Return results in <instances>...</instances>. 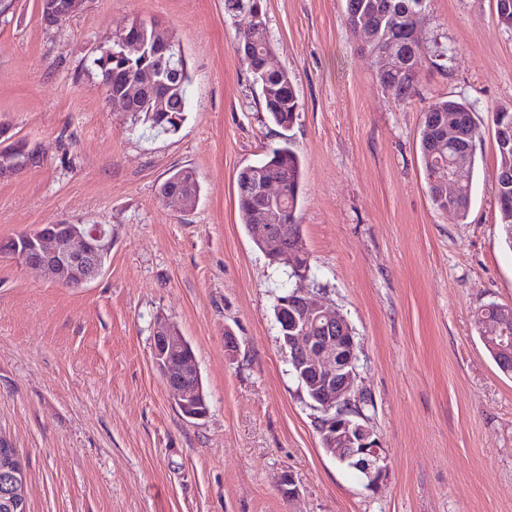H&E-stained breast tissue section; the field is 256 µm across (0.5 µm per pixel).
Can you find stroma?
I'll return each instance as SVG.
<instances>
[{"label": "stroma", "mask_w": 512, "mask_h": 512, "mask_svg": "<svg viewBox=\"0 0 512 512\" xmlns=\"http://www.w3.org/2000/svg\"><path fill=\"white\" fill-rule=\"evenodd\" d=\"M7 2L0 143H24L37 162L0 178V240L44 224L112 227L110 262L83 286L0 258V438L18 450L29 512H512V375L474 322L485 304L512 306L491 120L512 107V29L494 0H426L422 45L451 56L425 64L406 102L377 82L345 0L265 2L300 102L304 285L360 344L387 466L373 489L321 445L274 315L297 283L238 208V172L281 130L235 54L224 0H86L55 26L40 0ZM135 18L167 29L191 71L188 110L165 134L112 107L83 68ZM444 96L469 102L481 131L462 221L433 206L419 157L423 110ZM176 167L198 174L193 210L158 194ZM161 315L194 348L204 418L181 414L153 364Z\"/></svg>", "instance_id": "1"}]
</instances>
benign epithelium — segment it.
<instances>
[{
    "instance_id": "1",
    "label": "benign epithelium",
    "mask_w": 512,
    "mask_h": 512,
    "mask_svg": "<svg viewBox=\"0 0 512 512\" xmlns=\"http://www.w3.org/2000/svg\"><path fill=\"white\" fill-rule=\"evenodd\" d=\"M85 0H41V17L49 23L57 18L73 16L80 12ZM131 26L120 31L123 40L121 52L111 59V64L120 71L130 60L145 56L153 59L170 56L183 57L172 47V42L160 35L158 26H153L154 41L147 44L129 35ZM161 84L157 67L150 65L139 69L137 81L130 84L125 93L112 92L111 82L103 85L109 103L129 111L130 97L142 86ZM284 186L278 179H266L254 186L246 185L248 191L260 197L266 204L265 212L279 220L275 209ZM253 236L265 241L264 252L270 261L296 267L299 276L305 271L297 266V259L306 255L295 226L280 228L271 224H254ZM112 251V227L108 224H60L52 231H26L0 242V253L15 254L23 265L40 270L52 282L69 286H82L98 279L104 270V260ZM280 305L293 310L296 326L294 334L284 336V347L288 349V363L317 391L330 416L323 424L324 436L329 442L328 452L341 464L363 471L367 487H376L384 477L385 466L380 440L369 424L356 421V415L348 412L346 404L352 397L364 395L359 387L357 372L358 353L356 343L350 336V324L336 309L319 300L304 288L293 290ZM512 321V306L499 309V318L484 327L482 341L495 355L512 354V347L502 342H490L501 332L502 325ZM181 338L177 324L161 316L155 322L152 338V360L164 368L162 379L173 398L182 401L184 392L179 382L198 374L196 363L190 358L180 361L176 370L167 369L166 353L169 345Z\"/></svg>"
}]
</instances>
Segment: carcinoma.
Segmentation results:
<instances>
[{
	"label": "carcinoma",
	"instance_id": "cac0c4a2",
	"mask_svg": "<svg viewBox=\"0 0 512 512\" xmlns=\"http://www.w3.org/2000/svg\"><path fill=\"white\" fill-rule=\"evenodd\" d=\"M346 23L349 32L361 39V32L371 31V39L363 40V46L376 57L389 50L402 53L400 67L384 71L377 70V81L395 99L405 101L412 97L418 74L423 67L426 55L415 30L421 29L424 19L425 0H346ZM254 13L259 18L244 28L238 29L235 42L247 44L252 53L241 59L258 86L264 111L269 120L284 130L282 140L269 148L265 158L241 169L242 180L253 184L273 174H280L287 182V194L282 202L279 215L288 224L296 223L299 189L302 179V164L292 148L289 131L299 115V98L292 75L281 68L270 72L266 69V58L274 53L270 40L263 0H224V15L235 19L241 15ZM118 43L99 49L90 58L89 69L95 71L102 80L112 79V89L118 91L135 80L137 65L126 71L109 75L111 65L107 59ZM170 71L178 73L176 88L167 96L166 109L171 115L183 119L187 112V91L191 83L188 65L173 59L168 63ZM159 88H142L135 95L130 110L149 115L151 123L157 122V113L150 112L152 101ZM473 109L465 101L453 97L438 98L423 112L419 130L420 160L426 174L429 197L438 210L451 211L461 221L468 215L472 182L476 168V152L470 141L479 137L477 125L470 124ZM498 164L493 175L495 197L501 215L505 242L512 248V145L497 147ZM191 168H180L169 172L159 187L164 192L171 187L200 192L198 178ZM238 207L245 223H258V209L261 203L251 198L238 199ZM188 413L202 417L209 411L207 393L202 376L198 375L189 384L185 398ZM0 512H16V506L26 501L24 475L17 449L7 446L0 439Z\"/></svg>",
	"mask_w": 512,
	"mask_h": 512
}]
</instances>
